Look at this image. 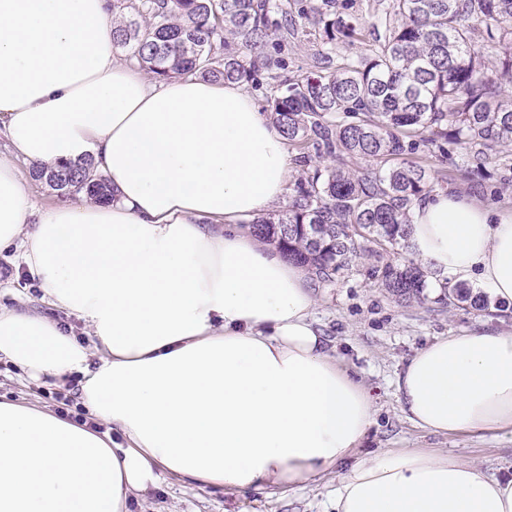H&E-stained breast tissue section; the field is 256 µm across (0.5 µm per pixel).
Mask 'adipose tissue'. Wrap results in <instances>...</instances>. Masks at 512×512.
I'll list each match as a JSON object with an SVG mask.
<instances>
[{
  "label": "adipose tissue",
  "instance_id": "ef3b65f1",
  "mask_svg": "<svg viewBox=\"0 0 512 512\" xmlns=\"http://www.w3.org/2000/svg\"><path fill=\"white\" fill-rule=\"evenodd\" d=\"M86 154L114 202L36 210L19 163ZM292 169L238 84L123 60L110 0H0V252L20 247L44 301L91 338L0 304V360L76 380L100 424L0 400V512H129L163 472L295 489L345 462L334 512H512V478L461 455L357 458L368 389L328 349L306 270L239 227L287 203ZM409 243L450 282L512 304V207L434 192L411 209ZM395 384L416 428L512 438V330L437 338Z\"/></svg>",
  "mask_w": 512,
  "mask_h": 512
}]
</instances>
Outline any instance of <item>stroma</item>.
Listing matches in <instances>:
<instances>
[{
  "label": "stroma",
  "mask_w": 512,
  "mask_h": 512,
  "mask_svg": "<svg viewBox=\"0 0 512 512\" xmlns=\"http://www.w3.org/2000/svg\"><path fill=\"white\" fill-rule=\"evenodd\" d=\"M406 161L435 171V189L453 188L497 207H512V184L502 181L505 166L512 165V145L498 157L477 162L464 145L446 142L435 146L416 142ZM316 317L329 349L371 391L375 422L357 455L367 458L386 448H426L465 456L498 477L512 478V443L493 435H433L411 425L404 417L395 380L414 353L451 333L472 329L512 328V306L478 311L441 303L439 293L425 290L420 301L398 302L368 277L365 266L344 272L333 283L316 288ZM37 278L22 264L16 250L0 253V303H21L59 320L78 340H85L82 319L41 301ZM59 387L24 376L17 368L0 365V399L29 400L57 411ZM338 473L316 478L303 488L271 492L250 489L227 492L201 489L178 478L162 476L146 498H133L132 512H332L331 494Z\"/></svg>",
  "instance_id": "35a3bbf8"
}]
</instances>
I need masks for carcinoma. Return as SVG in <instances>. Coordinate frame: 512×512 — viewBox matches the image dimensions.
<instances>
[{
    "mask_svg": "<svg viewBox=\"0 0 512 512\" xmlns=\"http://www.w3.org/2000/svg\"><path fill=\"white\" fill-rule=\"evenodd\" d=\"M353 0H112V40L156 79L192 75L245 84L273 81L264 112L296 151L300 167L288 209L249 225L263 242L331 283L369 262L399 300H419L427 271L392 259L409 246L414 201L429 194L431 170L400 161L406 139L455 141L476 159L512 143V0H377L374 48L335 62L362 30ZM314 32V70L282 77L283 53ZM372 160L362 172L344 157ZM59 195L112 201L91 156L32 169ZM450 304L489 308L464 285L444 288Z\"/></svg>",
    "mask_w": 512,
    "mask_h": 512,
    "instance_id": "obj_1",
    "label": "carcinoma"
}]
</instances>
